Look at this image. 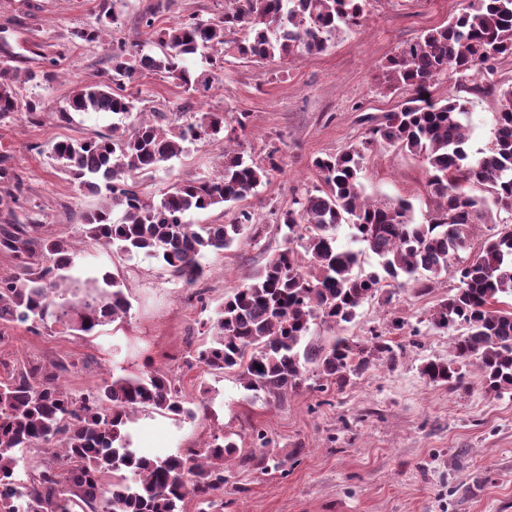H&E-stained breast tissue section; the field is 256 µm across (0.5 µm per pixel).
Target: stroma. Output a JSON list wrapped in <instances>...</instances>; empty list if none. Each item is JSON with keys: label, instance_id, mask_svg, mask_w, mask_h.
<instances>
[{"label": "stroma", "instance_id": "1", "mask_svg": "<svg viewBox=\"0 0 512 512\" xmlns=\"http://www.w3.org/2000/svg\"><path fill=\"white\" fill-rule=\"evenodd\" d=\"M112 2L118 27L89 46L78 33L95 24L99 0H0V50L26 59L35 70L45 55L60 62L56 80L21 88L24 97L43 102L49 118L35 126L0 123V154L11 155L26 207L38 212L49 235L75 236L82 212L101 199L80 190L49 152H36V145L103 132L113 122L108 114H78L66 126L54 120V112L65 107L74 87L108 80L114 40L153 48L136 20L158 0ZM466 5L467 0H375L364 24L340 34L323 53L270 63L227 59L215 90L203 97L157 76L136 80L132 88L140 92L145 110L171 118L182 112H222L230 119L248 113L246 128L237 133L240 150L257 158L275 152L279 165L245 202L257 220V237L207 254L209 272L191 288L144 255L85 251L77 262L79 277L99 270L120 274L131 304L126 323L82 336L58 326L37 336L17 327L0 345V360L74 361L67 379L74 391L112 368L159 369L178 378L191 398L207 404L208 413L180 423L139 413L129 425L133 445L164 455L204 448L222 430L236 433L224 512H512V393L486 395L473 367L465 391L435 386L418 370L422 360L452 356L451 334L432 328L427 316L457 288L454 273L441 274L427 295L392 289L361 307L347 335L365 340L372 331L387 332L397 359L343 390L319 388L311 378L282 398L255 401L233 375L187 366L203 342V322L285 247L273 212L320 186L314 159L361 141L367 133L363 116L396 111L408 98L406 88L388 89L387 58ZM470 86L463 121L471 151L485 152L493 142L498 96L486 91L481 79ZM223 165V140L200 142L145 179L144 188L154 195L173 179L213 176ZM426 180L423 160L398 148L376 146L365 156L366 194L411 201L419 224L429 214ZM395 319L404 321L403 330L391 331ZM257 431L267 437L282 467L258 474L248 466V457L261 449L253 438Z\"/></svg>", "mask_w": 512, "mask_h": 512}]
</instances>
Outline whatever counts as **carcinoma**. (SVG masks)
I'll list each match as a JSON object with an SVG mask.
<instances>
[{
	"instance_id": "cac0c4a2",
	"label": "carcinoma",
	"mask_w": 512,
	"mask_h": 512,
	"mask_svg": "<svg viewBox=\"0 0 512 512\" xmlns=\"http://www.w3.org/2000/svg\"><path fill=\"white\" fill-rule=\"evenodd\" d=\"M370 2L224 0L216 18L190 14L165 26L158 25L156 13L142 14L139 27L157 52L125 41L113 44L109 81L73 89L58 112L64 123L74 112L133 119L128 131L114 124L107 133L50 147L62 173L86 191L105 193L106 204L82 213L78 230L85 248L141 253L160 261L184 286L197 284L204 275L201 260L241 243L257 223L241 202L278 169L277 150L247 160L233 147L236 129L249 121L247 112L234 117L237 127L231 129L222 112L182 123L155 112L148 120L128 86L154 74L203 95L225 56L252 63L320 54L338 33L363 24ZM209 50L217 55L205 58L208 68L199 72L187 65ZM511 56L512 0H469L460 15L390 56L385 83L407 87L412 97L396 112L364 118L369 123L364 141L313 161L322 186L274 212L275 224L287 229L286 246L224 298L203 324L209 340L188 364L209 374H236L255 399H279L300 388L309 367L325 385L342 390L376 363H394L395 350L379 336L366 341L337 336L312 346L305 342L312 326L345 329L387 288L411 287L425 295L453 260L472 250L458 268L455 292L430 310L433 327L458 332L453 358L429 360L420 373L436 386L466 390L463 368L474 364L485 393L512 392V224L494 225L477 247L473 235L476 225L488 223L489 205L512 213V84L499 88L493 146L480 156L468 149L464 98L433 95L445 76L466 91V82L480 73L494 88L495 63ZM17 62L12 54L0 60V122L37 125L43 103L21 96L17 84L53 81L58 60L45 59L38 71ZM220 134L227 147L218 175L176 179L158 199L144 198L137 178L163 168L187 145ZM382 144L427 164L426 223L414 222L409 201L366 196L365 151ZM218 206L234 208L227 223L188 221L191 214ZM116 210L122 213L118 222L112 220ZM342 224L363 248L337 244ZM42 228L30 215L20 222L12 209L0 225V251L18 260L16 272L0 278V341L13 326L38 335L60 324L75 336L123 323L131 305L122 281L109 271L90 280L84 297L66 298L78 248ZM367 254L376 260L370 271L364 269ZM74 367L63 359L48 366L22 361L0 379V512H186L190 499L198 512L224 508V472L238 448L232 434L213 436L202 452L149 457L132 447L128 429L139 409L182 422L196 418L204 403L191 404L183 386L159 370L137 375L109 370L76 393L64 384Z\"/></svg>"
}]
</instances>
